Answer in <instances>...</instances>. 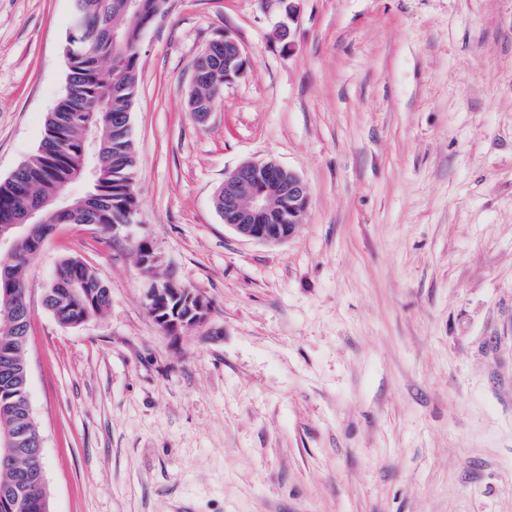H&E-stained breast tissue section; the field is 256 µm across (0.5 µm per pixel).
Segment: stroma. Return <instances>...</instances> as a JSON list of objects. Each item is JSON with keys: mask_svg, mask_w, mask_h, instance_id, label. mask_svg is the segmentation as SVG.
<instances>
[{"mask_svg": "<svg viewBox=\"0 0 512 512\" xmlns=\"http://www.w3.org/2000/svg\"><path fill=\"white\" fill-rule=\"evenodd\" d=\"M166 0L140 39L131 234L61 224L29 260V403L50 512H512V0ZM71 0H0V182L63 95ZM246 59L205 121L191 64ZM275 159L280 245L213 205ZM210 305L172 335L133 244ZM83 257L110 289L65 328ZM224 189L214 198L215 209L240 237L265 244L290 239L307 213L310 196L303 179L274 159L246 162L224 177ZM270 196L280 198L284 209H272ZM263 220L265 224L257 222ZM54 274L68 281L67 286L56 288L51 298H44L43 305L55 310L60 316L59 324L69 322L68 327H79L99 316L109 305V289L96 268L86 260L77 256L63 257Z\"/></svg>", "mask_w": 512, "mask_h": 512, "instance_id": "obj_1", "label": "stroma"}]
</instances>
